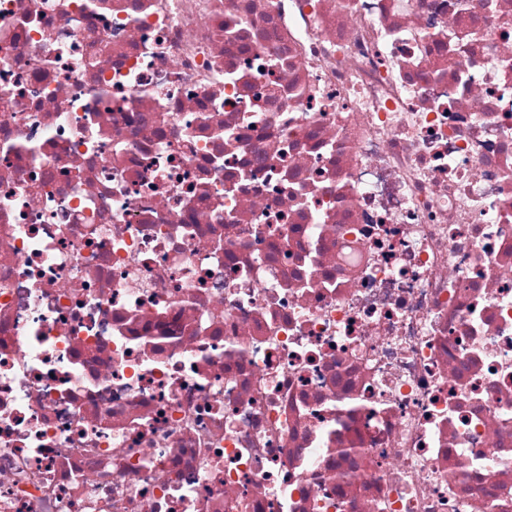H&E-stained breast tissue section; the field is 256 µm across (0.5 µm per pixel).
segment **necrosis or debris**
Returning <instances> with one entry per match:
<instances>
[{"label": "necrosis or debris", "mask_w": 512, "mask_h": 512, "mask_svg": "<svg viewBox=\"0 0 512 512\" xmlns=\"http://www.w3.org/2000/svg\"><path fill=\"white\" fill-rule=\"evenodd\" d=\"M0 512H512V0H0Z\"/></svg>", "instance_id": "1"}]
</instances>
